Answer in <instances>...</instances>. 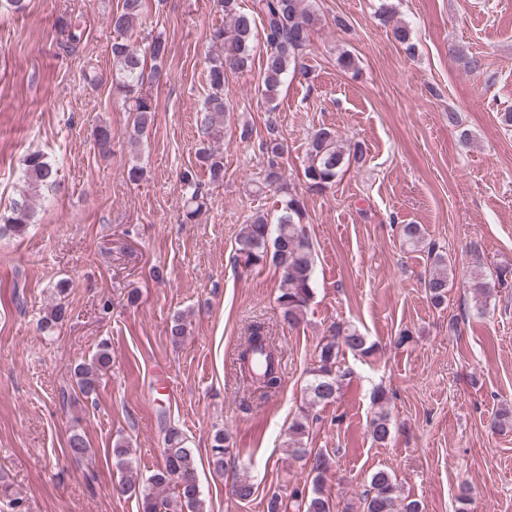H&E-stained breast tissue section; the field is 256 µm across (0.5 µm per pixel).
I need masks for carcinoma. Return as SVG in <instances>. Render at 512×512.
I'll return each mask as SVG.
<instances>
[{
  "label": "carcinoma",
  "mask_w": 512,
  "mask_h": 512,
  "mask_svg": "<svg viewBox=\"0 0 512 512\" xmlns=\"http://www.w3.org/2000/svg\"><path fill=\"white\" fill-rule=\"evenodd\" d=\"M217 8L224 13V25L212 29L209 35L212 46L208 54L207 80L210 92L204 102V140L196 151L201 169L207 171L209 183L224 179L223 156L211 146L224 134V117L229 111L224 98V84L228 76L244 75L252 71L255 64V30L262 28L263 50L261 82L257 92L268 112V133L272 138L261 143L268 157L264 182L269 187L284 188L283 172L277 162L283 146L273 138L277 130L279 112L278 98L281 87L293 78H308L309 70L303 62L304 51L311 41L319 16L309 0H253V7L244 11L239 0H216ZM143 0H122L121 6L112 11L110 23L116 38L111 45L112 96L124 105H131L133 112V134L135 142L147 133L154 123L155 107L152 97L145 89L148 83H160L165 76L163 65L170 48L165 39L158 36L148 43L143 53L131 44L136 32ZM456 61L467 72L481 69L479 58L460 49L452 51ZM95 145L100 153L112 151V130L102 125L94 131ZM307 164L304 178L308 191L321 193L343 175L351 159L363 157V150L354 146L349 153L339 144L336 132L330 128L317 129L311 136L306 150ZM59 169L41 151L27 153L19 170L21 186L18 197L0 211V237L9 234L25 236L33 225V201L45 189L59 183ZM183 187L186 221L193 220L206 206L205 183L186 171L180 179ZM305 206L296 194L280 201L276 222L268 221L263 214L251 216L242 225L235 249V263L247 271L267 265L281 275L279 295L276 302L283 317L290 325L300 323L301 316L314 294L313 245L305 228ZM424 228L419 224H406L402 229L403 244L415 250L424 239ZM424 288L431 303L439 306L448 294V258L438 254L434 257V268L424 279ZM468 288L477 299H485L489 284L481 264L473 266L468 278ZM68 307L60 301L46 312L41 320V330L54 332L67 317ZM173 345L181 344L189 334L183 315L172 317L168 329ZM349 351L368 356L373 346L367 344L365 336L354 326L336 325L319 345L315 362L309 369V380L305 388L306 407L329 404L336 400L342 378L348 374L341 369L340 356ZM112 363L111 344L103 341L91 362L79 363L74 368V379L79 392L86 398L96 393L101 371ZM239 369L243 377L252 380L268 396L278 391L282 384L275 363V347L264 324L255 322L248 328L245 345L239 353ZM377 410L369 422L373 441L383 444L390 435V413L385 392L375 395ZM163 464L149 476L143 477L134 471L129 458L128 446L117 441L112 448L120 473L113 493L118 496L138 495L143 512H203V501L197 479L195 457L186 445V438L175 428L163 426ZM309 431V414L306 411L294 418L288 428V447L291 455L308 460L312 474L311 488H294L287 497L272 493L267 498L266 512H332L331 501L324 493L323 478L330 468V456L306 447L303 438ZM89 452L88 443L78 432L70 435L68 456L75 462L83 460ZM231 455V448L224 433L217 432L211 445V464L217 472L224 470V458ZM364 512H421L417 501H399L398 486L393 473L385 468L375 471L369 489L363 492Z\"/></svg>",
  "instance_id": "obj_1"
}]
</instances>
